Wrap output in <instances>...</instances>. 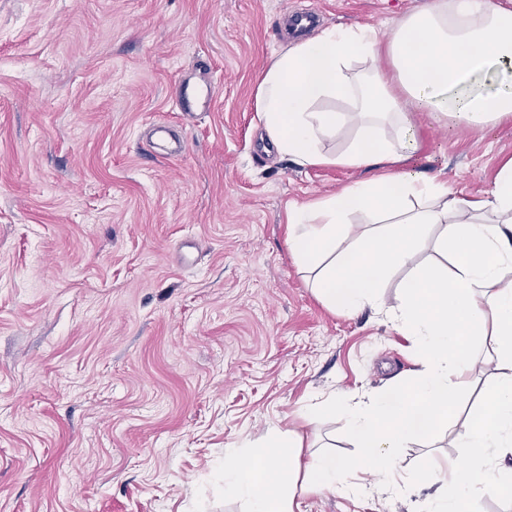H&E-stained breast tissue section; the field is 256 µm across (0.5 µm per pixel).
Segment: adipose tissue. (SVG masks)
Here are the masks:
<instances>
[{
	"label": "adipose tissue",
	"mask_w": 512,
	"mask_h": 512,
	"mask_svg": "<svg viewBox=\"0 0 512 512\" xmlns=\"http://www.w3.org/2000/svg\"><path fill=\"white\" fill-rule=\"evenodd\" d=\"M386 55L390 76L356 75L354 63ZM512 70V10L496 0H435L404 15L388 42L375 33L333 26L275 53L256 88V108L280 158L300 166L372 169L370 178L288 212V246L316 272L317 297L353 315L370 309L413 336L418 367L410 380L354 405L341 404L356 455L342 462L319 452L305 465L280 469L276 457L299 455L301 434L270 429L257 447L224 450V495L240 512H297L306 487L332 493L367 492L349 470L382 477L398 497L427 488L419 512H466L475 495L512 486V159L492 188L476 199L457 196L447 182L415 169L418 143L404 107L412 102L438 118L476 128L512 119V80L491 92L480 82ZM351 102L352 111L326 109ZM347 137L340 153L323 141ZM371 225L343 245L351 213ZM438 227L433 248L445 264L420 270L413 260L426 229ZM407 270L398 309L380 288L390 272ZM497 362L479 410L455 421L450 398L472 373L479 354ZM451 431L466 463L448 459L446 478L401 476L399 451Z\"/></svg>",
	"instance_id": "adipose-tissue-1"
}]
</instances>
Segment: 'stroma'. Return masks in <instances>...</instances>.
I'll list each match as a JSON object with an SVG mask.
<instances>
[{
	"mask_svg": "<svg viewBox=\"0 0 512 512\" xmlns=\"http://www.w3.org/2000/svg\"><path fill=\"white\" fill-rule=\"evenodd\" d=\"M433 0H0V512H237L224 449L291 428L355 448L332 396L409 378L411 336L314 294L291 254V206L367 178L279 160L255 92L319 26L389 37ZM212 91L184 118L181 84ZM165 119L184 140L156 144ZM418 162L458 196L490 190L512 120L478 130L412 115ZM480 357L454 413L480 407ZM452 437L400 451L404 474L464 457ZM300 512H413L410 498L298 492Z\"/></svg>",
	"mask_w": 512,
	"mask_h": 512,
	"instance_id": "35a3bbf8",
	"label": "stroma"
}]
</instances>
